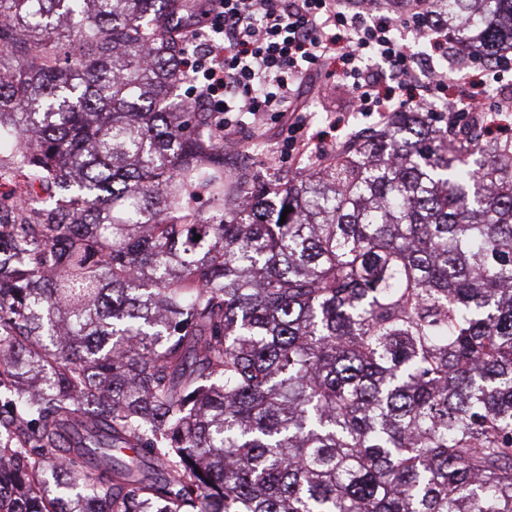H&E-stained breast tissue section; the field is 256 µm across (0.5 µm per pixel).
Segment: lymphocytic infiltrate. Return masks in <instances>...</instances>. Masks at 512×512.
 <instances>
[{
	"label": "lymphocytic infiltrate",
	"instance_id": "lymphocytic-infiltrate-1",
	"mask_svg": "<svg viewBox=\"0 0 512 512\" xmlns=\"http://www.w3.org/2000/svg\"><path fill=\"white\" fill-rule=\"evenodd\" d=\"M204 2V26L185 29L190 49L183 67L193 73L209 111L223 113L225 144H237L246 125L254 138H264L273 118L285 136L273 144L272 158L296 160L309 152L324 163L335 147L314 145L297 102L305 78L323 73L331 60L343 66L354 112L385 118L410 107L432 112L445 102L461 122L475 104L468 97L449 100L447 70L418 72L417 54L395 36L401 29L441 49L431 0H399L396 9L381 0ZM382 67L390 70L392 83L377 76Z\"/></svg>",
	"mask_w": 512,
	"mask_h": 512
}]
</instances>
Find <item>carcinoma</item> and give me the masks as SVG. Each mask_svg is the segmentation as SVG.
I'll return each instance as SVG.
<instances>
[{
	"label": "carcinoma",
	"mask_w": 512,
	"mask_h": 512,
	"mask_svg": "<svg viewBox=\"0 0 512 512\" xmlns=\"http://www.w3.org/2000/svg\"><path fill=\"white\" fill-rule=\"evenodd\" d=\"M434 11L512 47V0ZM200 12L0 0V512H512V137L229 177L171 102Z\"/></svg>",
	"instance_id": "carcinoma-1"
}]
</instances>
